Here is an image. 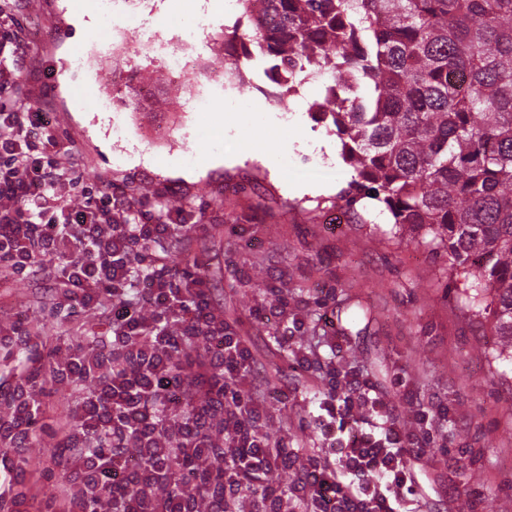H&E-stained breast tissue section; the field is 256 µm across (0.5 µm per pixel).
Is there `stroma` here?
<instances>
[{"label": "stroma", "mask_w": 512, "mask_h": 512, "mask_svg": "<svg viewBox=\"0 0 512 512\" xmlns=\"http://www.w3.org/2000/svg\"><path fill=\"white\" fill-rule=\"evenodd\" d=\"M198 3L138 0L116 14L103 0H17L13 103L45 104L57 154L101 194L155 214L161 202L177 204L189 226L184 259L174 261L164 242L151 252L165 271L205 276L214 306L251 352L241 390L263 401V433L301 457L322 446L315 418L328 375L293 355L313 351L369 379L397 416L447 407L436 447L408 461L423 512H512V364L492 363V337L461 313L440 273L445 257L390 241L391 218L373 200L351 210L337 202L349 176L339 138L309 113L316 86L283 106L261 75L225 99L215 36L228 20ZM152 39L188 42L183 73L169 74ZM133 69L165 80L168 112L125 105L120 76ZM200 95L203 112L192 107ZM204 154L221 164L198 167ZM357 213L368 226L354 227ZM52 266L47 257L26 278L0 280V325L20 319L74 345L107 335L108 309H54ZM284 334L290 345L278 343ZM449 457L459 462L453 475Z\"/></svg>", "instance_id": "1"}]
</instances>
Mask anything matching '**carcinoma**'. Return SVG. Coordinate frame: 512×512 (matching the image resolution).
Instances as JSON below:
<instances>
[{"label":"carcinoma","instance_id":"1","mask_svg":"<svg viewBox=\"0 0 512 512\" xmlns=\"http://www.w3.org/2000/svg\"><path fill=\"white\" fill-rule=\"evenodd\" d=\"M227 71L259 61L311 108L348 167L336 200L376 201L396 244L425 243L469 318L512 362V0H238Z\"/></svg>","mask_w":512,"mask_h":512}]
</instances>
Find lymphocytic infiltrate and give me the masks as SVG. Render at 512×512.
Instances as JSON below:
<instances>
[{"label": "lymphocytic infiltrate", "instance_id": "f902f5d3", "mask_svg": "<svg viewBox=\"0 0 512 512\" xmlns=\"http://www.w3.org/2000/svg\"><path fill=\"white\" fill-rule=\"evenodd\" d=\"M41 127L39 109L0 102V276L55 258L61 304L110 306L112 334L50 347L21 324L0 327L1 356L27 353L0 386V512H402L406 460L427 453L445 407L398 419L368 379L334 369L341 418L369 410L379 434L351 431L301 461L284 441L270 442L257 428L258 405L239 390L250 352L211 305L205 278H173L150 257L151 243L179 225L132 222L137 203L115 206L93 185L45 168ZM137 280L142 307L128 297ZM201 337L208 347L199 353ZM66 387L76 405L47 414L45 397ZM38 431L52 441L48 466L69 469L42 498L15 461ZM292 468L291 491L272 485V472Z\"/></svg>", "mask_w": 512, "mask_h": 512}]
</instances>
